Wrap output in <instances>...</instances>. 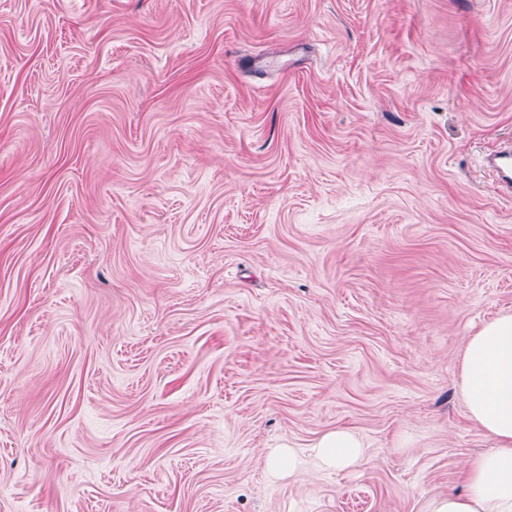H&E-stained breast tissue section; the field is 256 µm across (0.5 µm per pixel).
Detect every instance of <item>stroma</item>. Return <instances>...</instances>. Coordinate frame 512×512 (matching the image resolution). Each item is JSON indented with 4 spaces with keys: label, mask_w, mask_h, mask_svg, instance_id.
I'll list each match as a JSON object with an SVG mask.
<instances>
[{
    "label": "stroma",
    "mask_w": 512,
    "mask_h": 512,
    "mask_svg": "<svg viewBox=\"0 0 512 512\" xmlns=\"http://www.w3.org/2000/svg\"><path fill=\"white\" fill-rule=\"evenodd\" d=\"M510 138L512 0H0V512L463 491ZM485 167L495 177L497 188L512 195V144H502L492 159L486 157ZM500 173V174H499ZM364 448L353 433L346 429H336L322 435L312 446V451L323 468L344 470L364 457ZM283 448L269 454V469L274 474H281L288 469L290 475L301 468L303 459L290 446Z\"/></svg>",
    "instance_id": "35a3bbf8"
}]
</instances>
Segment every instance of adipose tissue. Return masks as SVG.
I'll return each mask as SVG.
<instances>
[{"label": "adipose tissue", "mask_w": 512, "mask_h": 512, "mask_svg": "<svg viewBox=\"0 0 512 512\" xmlns=\"http://www.w3.org/2000/svg\"><path fill=\"white\" fill-rule=\"evenodd\" d=\"M461 386L470 420L494 448L467 462L465 494L437 498L429 512H512V314L470 337ZM312 451L328 470L352 467L365 455L363 443L345 429L325 433Z\"/></svg>", "instance_id": "adipose-tissue-1"}]
</instances>
